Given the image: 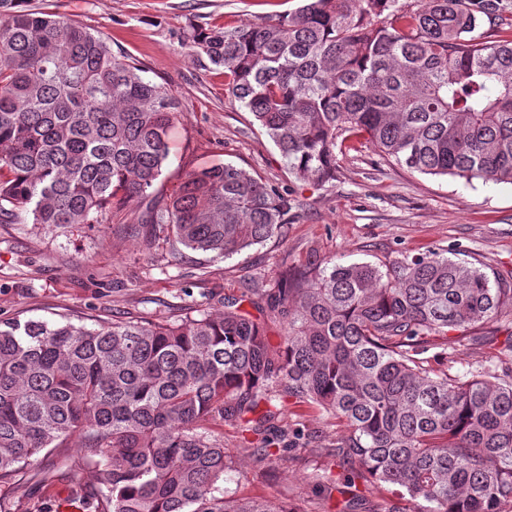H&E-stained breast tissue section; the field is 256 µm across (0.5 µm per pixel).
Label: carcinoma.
Masks as SVG:
<instances>
[{"instance_id":"carcinoma-1","label":"carcinoma","mask_w":512,"mask_h":512,"mask_svg":"<svg viewBox=\"0 0 512 512\" xmlns=\"http://www.w3.org/2000/svg\"><path fill=\"white\" fill-rule=\"evenodd\" d=\"M0 0V221L100 224L132 200L145 242L224 258L278 236L302 203L232 163L153 192L169 156L172 91L62 15ZM495 32L481 31L484 25ZM190 54L224 70L298 181L336 179L361 135L413 172L512 184V10L502 0H305L232 28L190 26ZM264 324L224 300L179 323L0 324V482L75 441L101 512H289L224 490L233 460L210 425L260 437L290 399L344 421L331 455L384 512L512 505V378L462 380L426 353L512 308V282L439 252L286 272ZM256 418L250 419L248 415Z\"/></svg>"}]
</instances>
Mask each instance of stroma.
Returning <instances> with one entry per match:
<instances>
[{"mask_svg": "<svg viewBox=\"0 0 512 512\" xmlns=\"http://www.w3.org/2000/svg\"><path fill=\"white\" fill-rule=\"evenodd\" d=\"M302 0H26L28 8L65 15L101 34L114 54L144 69L179 101L170 153L156 190L173 195L187 171L230 162L289 191L303 206L282 236L230 258L168 241L146 246L130 203L104 224L54 227L0 222V322L69 320L177 321L223 311L225 298L277 287L286 269L310 261L382 264L436 250L489 276L512 275V184L431 176L380 159L368 145L341 156L336 179H294L287 161L250 112L224 91V73L193 60L181 36L191 25L232 27L288 14ZM512 310L473 331L453 332L437 369L462 379L512 368ZM217 431L235 458L225 488L287 502L292 512H354L351 475L327 451L347 434L323 411L288 401L275 422L280 439L264 462L244 449L253 441L234 421ZM70 447L42 457L0 483V512H96L92 468ZM330 496L317 487L324 472Z\"/></svg>", "mask_w": 512, "mask_h": 512, "instance_id": "stroma-1", "label": "stroma"}]
</instances>
